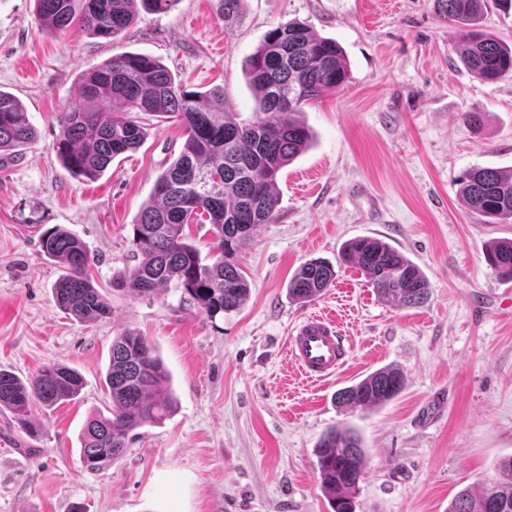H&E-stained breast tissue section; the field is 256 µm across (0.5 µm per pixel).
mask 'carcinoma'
I'll return each mask as SVG.
<instances>
[{
    "label": "carcinoma",
    "instance_id": "1",
    "mask_svg": "<svg viewBox=\"0 0 512 512\" xmlns=\"http://www.w3.org/2000/svg\"><path fill=\"white\" fill-rule=\"evenodd\" d=\"M42 25L77 26L111 41L135 23L139 4L164 10L176 0H35ZM245 0H216L223 21L242 15ZM488 0H434L465 68L477 79L495 82L512 73V43L482 30ZM245 76L255 99L256 117L238 119L224 90L186 89L158 59L124 52L81 75L80 102L57 117L54 146L65 169L76 178L95 180L112 160L139 148L144 127L131 116L143 112L178 119L186 139L179 155L157 178L148 203L132 224L130 244L136 264L112 277V286L154 297L171 283L209 317L239 310L249 284L237 255L256 229L275 221L280 210V172L312 141L302 119L304 106L343 87L349 77L346 57L333 39L320 37L292 21L269 30L248 58ZM37 138L23 104L0 90V151L18 152ZM466 209L489 224L512 220V169L477 168L461 179ZM209 223L212 259L201 256L186 227ZM44 253L64 264L55 283L57 305L82 321L112 314V305L88 273L94 262L86 243L58 226L40 237ZM497 276L512 281V241H497L485 252ZM339 263L357 269L378 297L404 308H419L430 298L423 271L404 254L375 238L356 237L340 249ZM336 280V269L315 258L300 265L288 281V296L298 302L319 297ZM109 414L93 415L80 434L82 462L98 469L128 447L130 433L171 416L175 397L165 391L170 373L156 348L134 332L112 339L106 375ZM395 367L379 368L336 393L345 410L379 408L404 388ZM84 388L81 374L67 365L43 367L26 380L0 370V407L26 421L30 403L45 407L72 401ZM321 485L332 512H355V494L365 473L366 454L356 432L336 426L314 449ZM499 478L473 493L460 490L448 512H512V458L498 463Z\"/></svg>",
    "mask_w": 512,
    "mask_h": 512
}]
</instances>
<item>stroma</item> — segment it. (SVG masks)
Returning a JSON list of instances; mask_svg holds the SVG:
<instances>
[{
	"instance_id": "35a3bbf8",
	"label": "stroma",
	"mask_w": 512,
	"mask_h": 512,
	"mask_svg": "<svg viewBox=\"0 0 512 512\" xmlns=\"http://www.w3.org/2000/svg\"><path fill=\"white\" fill-rule=\"evenodd\" d=\"M293 20L341 45L349 78L304 108L316 140L280 175L277 220L238 255L246 303L210 318L175 286L150 299L113 289V274L136 263L131 226L185 135L174 120L138 114L148 132L138 150L97 180L71 176L54 140L79 75L116 53L150 55L188 89L223 87L228 106L250 119L245 61ZM0 89L38 131L21 154L0 159V369L25 379L61 363L84 380L74 401L33 403L28 425L0 408V512H332L314 450L339 425L366 451L356 512H448L461 489L497 480L498 462L512 457V286L484 249L512 240V222L470 214L460 179L512 167V77H471L433 0H247L234 22L217 20L213 0H175L141 9L111 42L42 29L35 0H0ZM464 112L483 113L480 130L462 124ZM58 225L94 255L109 318L83 322L56 305L64 269L39 236ZM362 236L424 271L426 306L380 300L350 267L318 299L289 298L302 263L335 261ZM312 315L334 321L350 347L348 363L322 381L302 377L286 350ZM124 331L157 347L177 408L90 470L79 434L111 404L103 377ZM387 365L405 375L396 398L373 411L337 407V390Z\"/></svg>"
}]
</instances>
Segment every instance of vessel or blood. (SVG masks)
Wrapping results in <instances>:
<instances>
[{"label":"vessel or blood","mask_w":512,"mask_h":512,"mask_svg":"<svg viewBox=\"0 0 512 512\" xmlns=\"http://www.w3.org/2000/svg\"><path fill=\"white\" fill-rule=\"evenodd\" d=\"M288 355L306 377L324 380L346 363V339L328 320L312 316L288 338Z\"/></svg>","instance_id":"vessel-or-blood-1"}]
</instances>
